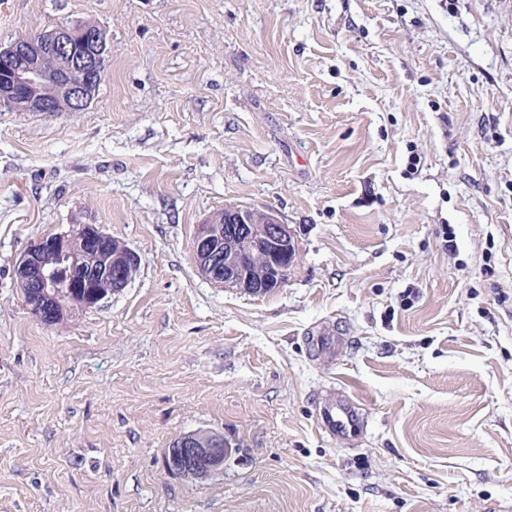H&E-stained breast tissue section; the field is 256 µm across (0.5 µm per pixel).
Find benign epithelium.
Returning <instances> with one entry per match:
<instances>
[{
	"instance_id": "1",
	"label": "benign epithelium",
	"mask_w": 512,
	"mask_h": 512,
	"mask_svg": "<svg viewBox=\"0 0 512 512\" xmlns=\"http://www.w3.org/2000/svg\"><path fill=\"white\" fill-rule=\"evenodd\" d=\"M107 54L106 31L88 22L0 45V102L18 112H56L63 102L69 111L80 112L96 96ZM52 56L65 60V67L50 70L46 58ZM192 250L204 279L254 296L282 287L297 259L293 232L275 210L241 205L225 207L222 220L210 215L197 225ZM46 251L58 257L51 269L42 262ZM140 262L135 251L99 226L82 224L34 241L16 259L13 274L23 294L39 289L43 302L34 299L28 309L49 325L57 315L50 300L65 293L75 312L99 308L109 296L98 283L108 282L111 293H118L135 279ZM237 448L231 437L198 429L172 441L167 461L190 463L207 480L224 473Z\"/></svg>"
}]
</instances>
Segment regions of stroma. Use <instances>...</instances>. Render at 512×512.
I'll use <instances>...</instances> for the list:
<instances>
[{"label": "stroma", "instance_id": "1", "mask_svg": "<svg viewBox=\"0 0 512 512\" xmlns=\"http://www.w3.org/2000/svg\"><path fill=\"white\" fill-rule=\"evenodd\" d=\"M87 21V109L0 107V512H512V0H0V44ZM229 203L292 229L282 288L199 275ZM79 224L141 267L49 327L13 265ZM196 429L242 444L202 483ZM318 422L322 429L336 437L340 444L352 441L361 426V416L355 403L346 399H330L321 406ZM239 443L231 437L211 430L198 429L179 434L171 443L168 461L190 463L203 480L210 479L224 472V464L237 453ZM195 471L182 469L172 472L181 478L198 482Z\"/></svg>", "mask_w": 512, "mask_h": 512}]
</instances>
